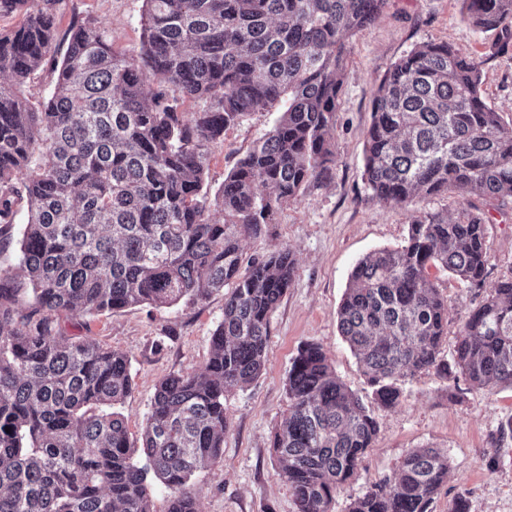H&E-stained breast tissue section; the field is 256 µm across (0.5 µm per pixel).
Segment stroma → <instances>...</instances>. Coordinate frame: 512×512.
Wrapping results in <instances>:
<instances>
[{
    "instance_id": "obj_1",
    "label": "stroma",
    "mask_w": 512,
    "mask_h": 512,
    "mask_svg": "<svg viewBox=\"0 0 512 512\" xmlns=\"http://www.w3.org/2000/svg\"><path fill=\"white\" fill-rule=\"evenodd\" d=\"M143 0H66L57 22L94 18L113 48L139 56L144 27ZM446 42L474 57L482 70L481 93L505 122H512V43L498 33L476 30L461 0H387L374 22L348 39L336 112L333 144L336 164L327 183L310 185L295 202L279 210L259 236L243 238L244 259L286 245L296 260L295 279L271 315L267 361L261 376L224 396L230 428L223 463L198 470L191 480L201 512H296L288 482L270 446L272 433L288 412L286 381L299 346L319 344L337 377L365 405L373 403L360 365L343 340L337 312L357 262L370 252L400 246L415 215L455 217L468 204L486 213L489 256L482 288L442 269L430 276L448 303V334L441 356L451 359L468 313L502 278L512 275V197L467 201L454 193L417 196L406 205L372 198L364 179V141L371 124L374 92L393 63L417 45ZM283 104L254 112L210 144L206 183L216 194L237 161L275 124ZM224 317V295L217 292L194 304L132 306L85 318H63L69 333L95 339L124 352L131 362L133 388L119 410L132 441H139L158 383L173 373L204 367L211 337ZM378 434L356 475L336 492L332 512H348L372 483L394 476L406 453L434 448L448 454V478L429 512H448L466 498L471 512H512V438L491 446L502 422L512 418V386L469 387L459 372L440 377L424 371L401 385L395 406L376 409Z\"/></svg>"
}]
</instances>
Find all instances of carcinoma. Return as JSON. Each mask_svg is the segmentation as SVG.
I'll use <instances>...</instances> for the list:
<instances>
[{"mask_svg": "<svg viewBox=\"0 0 512 512\" xmlns=\"http://www.w3.org/2000/svg\"><path fill=\"white\" fill-rule=\"evenodd\" d=\"M62 0H0L23 14L0 33V241L27 199L17 267L0 270V512H152L148 475L172 490L167 512H201L194 473L224 457V393L263 371L270 316L291 287L293 252L278 246L241 269L240 240L257 236L311 183L330 179L347 37L387 0H145L141 60L127 58L93 19L58 37ZM481 31L512 38V0H463ZM50 75L34 106L19 88ZM480 64L425 42L381 80L365 135L364 179L383 203L419 194L512 197V124L481 94ZM288 106L224 179L207 208L206 151L224 130ZM205 102L187 116L184 100ZM484 214H421L403 245L354 267L338 312L375 402L440 357L448 303L429 275L483 285ZM23 272L32 303L16 308ZM224 291V318L200 371L156 387L134 461L117 405L132 390L128 356L72 336L58 315L170 307ZM453 364L468 385L512 386V276L472 309ZM288 413L273 436L297 512H331L379 427L331 368L303 344L286 384ZM10 431H5V428ZM448 454L410 450L396 475L372 484L349 512H428Z\"/></svg>", "mask_w": 512, "mask_h": 512, "instance_id": "obj_1", "label": "carcinoma"}]
</instances>
